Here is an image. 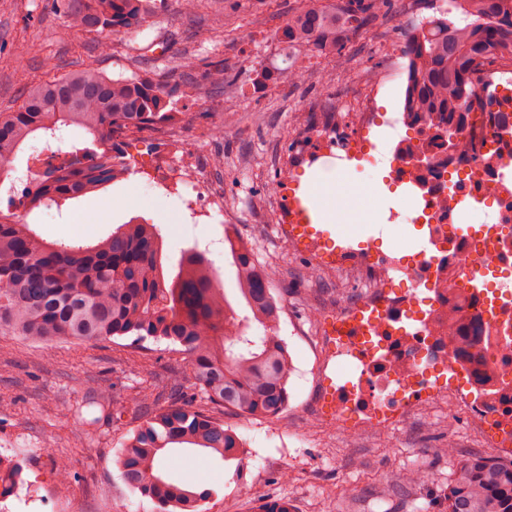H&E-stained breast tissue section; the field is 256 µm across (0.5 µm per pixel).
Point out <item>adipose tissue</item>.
<instances>
[{"label": "adipose tissue", "instance_id": "1", "mask_svg": "<svg viewBox=\"0 0 512 512\" xmlns=\"http://www.w3.org/2000/svg\"><path fill=\"white\" fill-rule=\"evenodd\" d=\"M306 195L313 221L317 224H334L339 214L355 217L366 209L380 221L389 209L407 207L412 200L404 189L391 192L376 181L361 185L337 181L334 171L325 168L310 173Z\"/></svg>", "mask_w": 512, "mask_h": 512}]
</instances>
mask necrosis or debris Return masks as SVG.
<instances>
[{"instance_id": "1", "label": "necrosis or debris", "mask_w": 512, "mask_h": 512, "mask_svg": "<svg viewBox=\"0 0 512 512\" xmlns=\"http://www.w3.org/2000/svg\"><path fill=\"white\" fill-rule=\"evenodd\" d=\"M396 77L395 63L367 74L349 127L327 121L316 135L315 157L342 150L352 159L362 149L361 132L403 122L413 137L397 144L390 169L417 191L421 205L413 223L427 251L398 225L387 230L397 250L336 246L337 268L354 271L353 294L318 334L324 369L336 377L332 418L344 431L351 419L390 432L429 421L466 418L488 448L512 454V293L499 282L512 277V64L484 68L478 87L489 108L466 112L437 132L410 114L388 119L372 110L380 91ZM155 190L174 197L195 218L211 222L224 214V199L212 185L210 159L180 147ZM491 202L493 217L461 228L466 201Z\"/></svg>"}]
</instances>
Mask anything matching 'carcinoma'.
<instances>
[{
  "label": "carcinoma",
  "instance_id": "1",
  "mask_svg": "<svg viewBox=\"0 0 512 512\" xmlns=\"http://www.w3.org/2000/svg\"><path fill=\"white\" fill-rule=\"evenodd\" d=\"M465 16L434 18L408 42L404 111L451 121L484 106L476 72L512 59V0H450ZM149 0H62L70 32L116 33L140 26ZM389 6L388 0H315L298 8L283 30L288 47L307 46L340 57L350 36ZM214 85L235 69L207 64ZM176 89L140 79L114 80L92 65L30 87L23 104L0 112V168L35 141L76 127L84 145L41 163L42 177L26 194L29 209L61 206L123 179L113 134L170 118ZM237 268L240 317L216 284L205 254L182 252L167 275L164 244L151 224L129 221L95 244L48 242L20 219L0 218V334L29 342L85 344L113 337L165 339L183 347L195 384L206 398L243 417L277 418L288 404L291 359L279 337L273 279L245 248L229 244ZM204 448L229 461L241 441L224 424L187 403L155 411L123 447L126 483L150 497L157 512H198L208 492L167 478L172 445ZM18 461L0 456V498L21 478ZM448 512H512V461L491 456L458 463L448 489Z\"/></svg>",
  "mask_w": 512,
  "mask_h": 512
}]
</instances>
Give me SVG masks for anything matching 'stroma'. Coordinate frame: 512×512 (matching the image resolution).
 Masks as SVG:
<instances>
[{"label":"stroma","instance_id":"35a3bbf8","mask_svg":"<svg viewBox=\"0 0 512 512\" xmlns=\"http://www.w3.org/2000/svg\"><path fill=\"white\" fill-rule=\"evenodd\" d=\"M406 2L392 0L387 12L352 35L347 62L340 66L307 48L289 51L282 42L281 30L300 0H224L219 15L208 0L191 13L180 0H153L152 14L140 27L105 39L65 34L54 0H0V112L17 109L26 96L15 73L19 66L32 78L45 79L92 63L112 79L177 87L169 123L180 130L186 147L217 160L212 176L224 193V223L201 224L171 197L154 192L147 180L160 175L166 143L147 125L123 147L144 206H113L123 189L118 182L59 210L24 213V221L50 241L94 243L131 218H143L164 239L168 270H176L184 249L209 246L232 300L238 289L227 272L224 236L247 248L254 239L263 240L254 259L278 269L279 335L294 365L287 411L277 418L247 419L208 403L190 376L186 354L169 341L124 336L78 345L0 335V453L16 456L23 468V482L7 500L9 512H154L152 499L124 481L120 451L151 412L177 396L224 422L242 442L237 459L189 451L172 471L174 480L207 491L202 512H260L269 499L288 502L292 512H448L451 474L458 462L480 455L479 440L468 436L459 447H449L443 425L402 437L368 431L347 442L337 438L321 408V354L308 330L333 308L349 281L329 268L313 271L311 252L287 243L277 227L288 205L279 194V172L291 164L294 128L310 123V107L329 101L351 106L362 93L363 69L383 63V44L403 52L415 26ZM290 54L302 73L296 82L278 74ZM206 59L235 62V79L213 86L202 65ZM226 112L235 123L224 132ZM406 135L403 128L369 133L376 161L349 165V179L368 182L385 171L396 139ZM342 238L385 252L394 243L381 225L350 221L332 225L322 243L329 249ZM103 391L111 392L119 412L96 431L83 432L76 406ZM135 392L143 396L137 406L127 402ZM415 453L434 478L398 493L395 476Z\"/></svg>","mask_w":512,"mask_h":512}]
</instances>
